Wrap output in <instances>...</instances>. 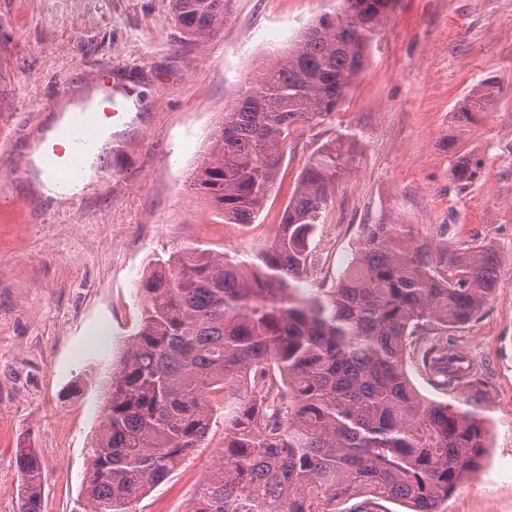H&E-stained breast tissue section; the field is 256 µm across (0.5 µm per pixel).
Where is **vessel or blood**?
Instances as JSON below:
<instances>
[{"label":"vessel or blood","mask_w":512,"mask_h":512,"mask_svg":"<svg viewBox=\"0 0 512 512\" xmlns=\"http://www.w3.org/2000/svg\"><path fill=\"white\" fill-rule=\"evenodd\" d=\"M124 107V100L112 97L105 106L82 112L79 119L60 127L56 134L58 142L46 158L44 175L64 187L79 182L82 169L78 158L94 150L97 124L100 120L115 117Z\"/></svg>","instance_id":"1"}]
</instances>
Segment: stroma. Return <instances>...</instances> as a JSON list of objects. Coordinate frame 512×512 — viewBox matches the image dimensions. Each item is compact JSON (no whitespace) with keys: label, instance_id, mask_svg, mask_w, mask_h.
I'll use <instances>...</instances> for the list:
<instances>
[{"label":"stroma","instance_id":"1","mask_svg":"<svg viewBox=\"0 0 512 512\" xmlns=\"http://www.w3.org/2000/svg\"><path fill=\"white\" fill-rule=\"evenodd\" d=\"M340 7L233 0L222 30L188 39L171 0H0V193L12 198L0 206V512H17L22 443L44 468L42 512H71L101 424L106 361L120 359L139 325L149 262L190 244L241 255L264 247L309 159L337 140L349 163L316 228L307 287L335 284L364 224L431 235L444 224L449 241L497 255L485 307L447 333L481 376L488 448L438 512H512V143L487 148L512 129V0H397L340 109L293 136L255 224L218 223L191 188L245 78ZM487 77L488 108L464 122L463 100ZM106 80L134 90L137 110L103 176L75 197L41 195L29 144L52 126L56 88ZM463 155L484 161L466 189L450 173ZM103 332L104 350L94 344ZM223 446L219 422L139 512H182Z\"/></svg>","mask_w":512,"mask_h":512}]
</instances>
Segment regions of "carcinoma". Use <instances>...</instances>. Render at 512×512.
<instances>
[{"instance_id": "cac0c4a2", "label": "carcinoma", "mask_w": 512, "mask_h": 512, "mask_svg": "<svg viewBox=\"0 0 512 512\" xmlns=\"http://www.w3.org/2000/svg\"><path fill=\"white\" fill-rule=\"evenodd\" d=\"M189 37L224 28L230 0H172ZM396 0H342L259 68L231 105L195 170L193 189L224 224L255 223L278 180L288 140L324 123L347 98ZM488 104L477 91L461 116ZM331 144L304 168L271 241L247 259L187 247L153 260L130 336L89 448L76 512H136L205 444L214 412L224 448L184 512H336L360 497L437 512L486 453L482 381L454 404L425 402L406 356L427 325L456 327L481 310L498 278L495 254L448 245L413 224H363L332 288L303 286L308 238L340 175ZM484 160L462 156L465 188ZM459 354L438 336L421 361L441 386L460 380ZM18 512H41L42 465L16 449Z\"/></svg>"}]
</instances>
